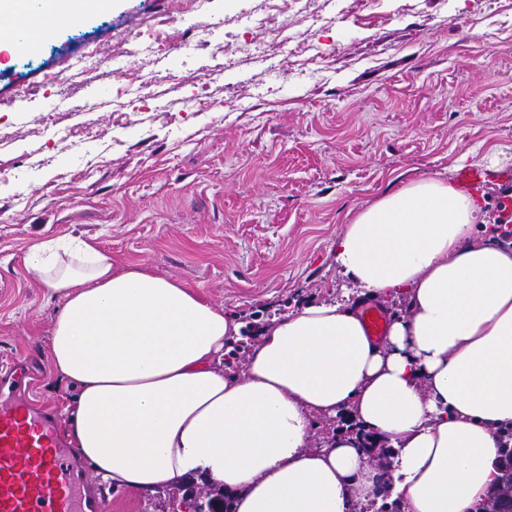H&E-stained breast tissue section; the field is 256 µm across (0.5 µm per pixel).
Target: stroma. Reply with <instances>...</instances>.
Wrapping results in <instances>:
<instances>
[{
	"instance_id": "1",
	"label": "stroma",
	"mask_w": 512,
	"mask_h": 512,
	"mask_svg": "<svg viewBox=\"0 0 512 512\" xmlns=\"http://www.w3.org/2000/svg\"><path fill=\"white\" fill-rule=\"evenodd\" d=\"M512 173V0H111L0 48V364L62 414L39 240L187 283L250 342L342 299L344 215L421 175ZM197 477L108 512H178Z\"/></svg>"
}]
</instances>
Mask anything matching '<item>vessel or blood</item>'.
Listing matches in <instances>:
<instances>
[{
  "mask_svg": "<svg viewBox=\"0 0 512 512\" xmlns=\"http://www.w3.org/2000/svg\"><path fill=\"white\" fill-rule=\"evenodd\" d=\"M11 29L29 44L50 35L48 27L29 22L22 0L11 11ZM455 177L473 196L497 179L490 170L470 166L459 168ZM360 318L369 336L383 338L386 311L368 303ZM88 496V480L76 475L73 455L55 424L28 401L0 403V512H102V504H90Z\"/></svg>",
  "mask_w": 512,
  "mask_h": 512,
  "instance_id": "b4317fda",
  "label": "vessel or blood"
}]
</instances>
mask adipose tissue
<instances>
[{"mask_svg": "<svg viewBox=\"0 0 512 512\" xmlns=\"http://www.w3.org/2000/svg\"><path fill=\"white\" fill-rule=\"evenodd\" d=\"M478 217L428 175L347 212L339 274L407 315L376 342L348 303L302 305L268 321L241 373L225 363L241 323L188 284L117 266L92 237L42 239L25 267L60 300L65 437L137 497L196 476L231 512H473L512 425V244ZM341 415L351 429L311 447L314 417ZM368 440L394 448L388 472Z\"/></svg>", "mask_w": 512, "mask_h": 512, "instance_id": "adipose-tissue-1", "label": "adipose tissue"}]
</instances>
